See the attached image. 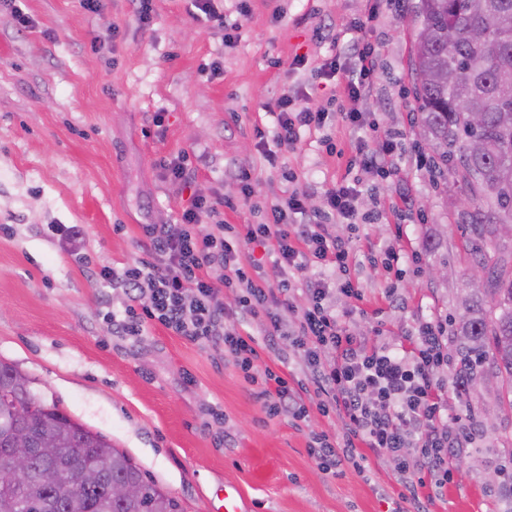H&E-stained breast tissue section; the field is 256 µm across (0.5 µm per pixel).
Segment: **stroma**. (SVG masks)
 Returning <instances> with one entry per match:
<instances>
[{"label": "stroma", "instance_id": "stroma-1", "mask_svg": "<svg viewBox=\"0 0 512 512\" xmlns=\"http://www.w3.org/2000/svg\"><path fill=\"white\" fill-rule=\"evenodd\" d=\"M365 0H250L241 38L232 48L190 0H154L155 18L140 29L132 0H102L91 13L79 0H25L35 28L18 29L0 8V360L33 379L34 389L88 429L128 453L147 479L179 498L185 512H213L224 489L242 491V512H387L401 491L394 466L371 463L370 476L345 469L324 474L307 452L309 431H334L311 411L308 429L266 415L254 388L222 351L171 335L160 327L120 336L103 318L124 301L100 286L95 269L142 259L140 227L177 223L185 200L160 168L186 154L205 195L233 196L235 166L250 168L254 195L220 208L228 224H257L255 204L288 187L265 163L253 126L271 125L261 105L302 90L312 110L334 111L344 84H312L309 66L355 61L346 45ZM282 18H275L273 8ZM115 40L92 50L107 26ZM376 89L363 103L379 129L403 132L398 192L408 196L405 221L376 173L357 174L347 161L359 137L336 122L335 151L316 134L283 155L308 190L311 208L337 182L361 178L360 212L377 213L363 227L357 251L394 244L421 250L418 273L397 287L405 306L390 303L381 272L361 266L362 315L347 318L353 333L375 338L376 327L401 336L421 318L456 320L472 271L455 176L421 164L427 155L415 133L418 103L410 75L419 26L413 11L381 5ZM220 61L211 78L207 64ZM166 114L163 129L151 122ZM284 169V170H285ZM80 224L82 267L59 245L51 226ZM221 418H214L213 408ZM450 418L479 436L461 455L454 481L427 501L428 512H512V485L496 480L512 464V402L497 386H479L449 400Z\"/></svg>", "mask_w": 512, "mask_h": 512}]
</instances>
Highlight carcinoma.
Listing matches in <instances>:
<instances>
[{"label":"carcinoma","mask_w":512,"mask_h":512,"mask_svg":"<svg viewBox=\"0 0 512 512\" xmlns=\"http://www.w3.org/2000/svg\"><path fill=\"white\" fill-rule=\"evenodd\" d=\"M412 9L421 24L412 61L418 128L432 142L435 172L451 171L472 202L469 244L474 265L486 274V286L462 300L453 330L460 357L456 381L467 393L490 359L506 373L512 395V236L499 232L500 225H512V0H418ZM450 32L457 35L452 42ZM450 70L456 73L452 84ZM472 112L481 115L477 125ZM474 141L483 145L478 153L469 151ZM16 423L33 434L54 432L59 454L35 457L26 480L0 485V512H184L125 452L97 432L77 433V421L1 360L0 449ZM78 458L109 463L104 478L68 488L60 471ZM112 481L138 484L141 497L109 498Z\"/></svg>","instance_id":"carcinoma-1"}]
</instances>
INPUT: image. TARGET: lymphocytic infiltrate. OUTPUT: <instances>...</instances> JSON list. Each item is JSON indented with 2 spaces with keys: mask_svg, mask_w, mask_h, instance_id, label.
Listing matches in <instances>:
<instances>
[{
  "mask_svg": "<svg viewBox=\"0 0 512 512\" xmlns=\"http://www.w3.org/2000/svg\"><path fill=\"white\" fill-rule=\"evenodd\" d=\"M194 4L225 46H235L240 19L250 12L248 0H234V22L217 0ZM378 10V0H367L352 26L356 37L350 51L357 64L345 76L339 115L360 133L352 166L392 178L397 136L379 133L360 108L374 89L377 45L366 33ZM264 109L274 127H255L254 134L270 168H279L284 151L304 133L319 134L321 144L330 145L329 113L306 106L298 92L283 93ZM160 166L190 196L177 223L142 225L146 258L97 272L101 284L121 289L126 297L107 313L116 333L138 336L147 325L158 324L174 335L222 348L246 379L256 380L255 396L266 414L289 417L298 427L310 415L307 398H314L323 416L341 422L336 434L321 431L309 438L308 453L319 467L332 474L349 467L366 476L371 458H389L403 488L392 512H426L419 488L448 485L454 458L471 447L477 434L468 425L447 423L446 318L418 320L398 343H372L343 325L336 298H361L353 275L355 243L361 226L371 221L358 209L360 182L334 185L314 212L306 209L307 191L296 187L266 205L263 223H218L205 232L203 219L216 216L219 207H232V199L195 192L186 156L162 160ZM335 221L346 225L347 235L331 232ZM253 244L269 246L274 276L247 258ZM228 291L235 295L231 308L224 304ZM264 350L297 359L299 379L260 366Z\"/></svg>",
  "mask_w": 512,
  "mask_h": 512,
  "instance_id": "obj_1",
  "label": "lymphocytic infiltrate"
}]
</instances>
